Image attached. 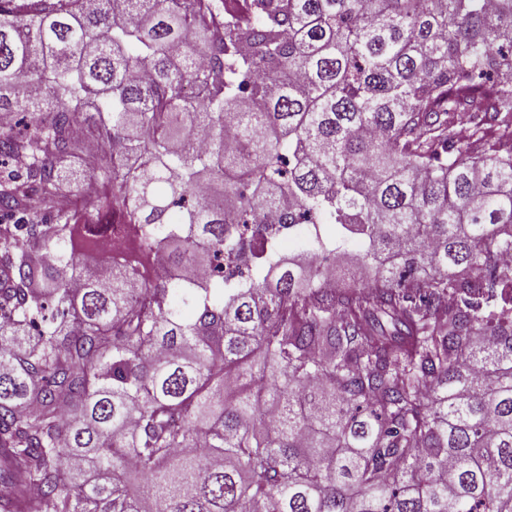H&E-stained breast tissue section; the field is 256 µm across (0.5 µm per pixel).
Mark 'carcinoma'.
Instances as JSON below:
<instances>
[{"label":"carcinoma","instance_id":"cac0c4a2","mask_svg":"<svg viewBox=\"0 0 512 512\" xmlns=\"http://www.w3.org/2000/svg\"><path fill=\"white\" fill-rule=\"evenodd\" d=\"M15 112L0 512H512V0H0ZM359 255L357 247H347L333 255L332 269L336 277V285L342 286L352 280L351 273L355 272L354 263Z\"/></svg>","mask_w":512,"mask_h":512}]
</instances>
